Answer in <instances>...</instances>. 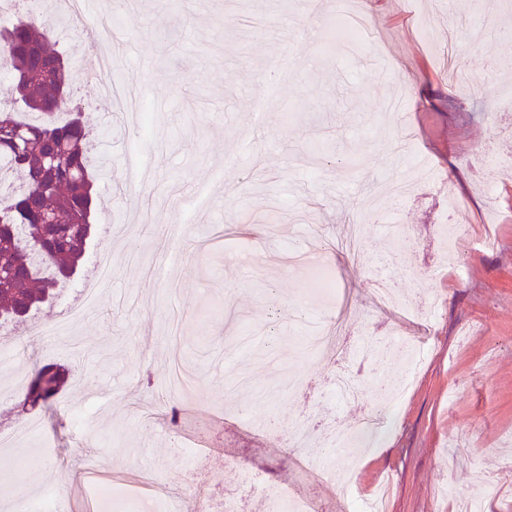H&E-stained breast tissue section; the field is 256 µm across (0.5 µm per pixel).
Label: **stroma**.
Here are the masks:
<instances>
[{
  "label": "stroma",
  "mask_w": 512,
  "mask_h": 512,
  "mask_svg": "<svg viewBox=\"0 0 512 512\" xmlns=\"http://www.w3.org/2000/svg\"><path fill=\"white\" fill-rule=\"evenodd\" d=\"M361 6L372 40L325 55L334 0H137L123 17L94 0L121 90L149 113L108 112L95 85L72 87L102 165L87 251H110L112 286L66 336L35 334L64 294L5 323L22 351L0 362V429L43 417L46 458L19 472L0 457V501L50 487L68 512L131 493L147 512H197L198 486L215 503L283 491L309 512H350L385 479L387 512H456L461 494L512 512L499 475L512 461V39L499 36L512 0ZM452 16L483 21V38L448 47ZM266 81L278 92L258 115ZM394 100L411 116L404 141ZM398 181L413 185L401 200ZM345 224L362 225L361 252L337 248ZM387 224L407 237H384ZM337 318L352 342L426 349L390 430L327 449L332 469L355 471L348 490L309 473L285 431L350 426L404 363L310 350ZM45 365L66 376L48 410L19 382ZM339 373L362 396L336 393ZM84 408L95 416L76 425Z\"/></svg>",
  "instance_id": "35a3bbf8"
}]
</instances>
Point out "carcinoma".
Returning a JSON list of instances; mask_svg holds the SVG:
<instances>
[{"label": "carcinoma", "mask_w": 512, "mask_h": 512, "mask_svg": "<svg viewBox=\"0 0 512 512\" xmlns=\"http://www.w3.org/2000/svg\"><path fill=\"white\" fill-rule=\"evenodd\" d=\"M69 17L56 3L38 18L0 26V63L13 80L15 102L42 116L38 124L17 118L16 109L0 107V123L23 129L26 145L18 150L0 142L1 167L18 183L0 192V318L13 319L39 309L57 287L84 262L92 230L95 197L94 162L88 156L86 126L80 115L64 123L61 112H73L71 75L63 55L51 45L58 23ZM63 153L62 165L47 170V155ZM63 211L69 223L41 224L47 210ZM65 384L64 373L40 369L26 385L25 399L44 402Z\"/></svg>", "instance_id": "1"}]
</instances>
